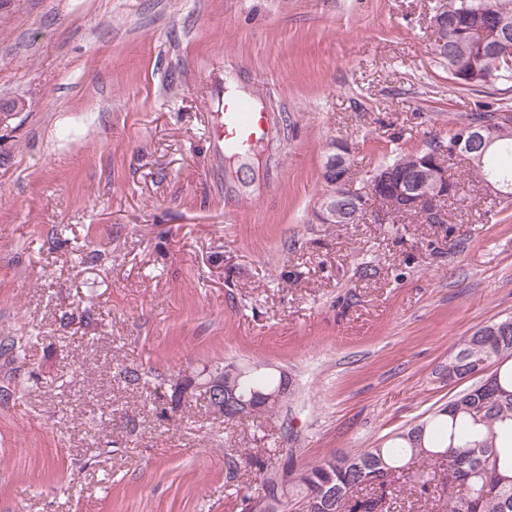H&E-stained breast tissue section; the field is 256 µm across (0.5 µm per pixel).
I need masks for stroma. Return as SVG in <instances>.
I'll return each instance as SVG.
<instances>
[{"instance_id": "stroma-1", "label": "stroma", "mask_w": 512, "mask_h": 512, "mask_svg": "<svg viewBox=\"0 0 512 512\" xmlns=\"http://www.w3.org/2000/svg\"><path fill=\"white\" fill-rule=\"evenodd\" d=\"M439 0H19L0 11V512H242L227 454L299 463L390 441L458 392L457 343L512 316V207L321 224L328 146L356 180L512 106L433 54ZM267 82L278 130L211 168L220 88ZM289 375L224 421L181 378ZM137 369L139 383L124 381ZM244 375L239 380V390L245 393L255 391L261 395H268L280 390L282 387L285 389V395L281 400L274 405H269L259 411V414H269L275 412L281 406L283 400L288 396L292 398L295 394L293 389V381L288 376L284 380V374L279 372L277 376L274 372L267 371L264 364L254 363L251 366L243 367Z\"/></svg>"}]
</instances>
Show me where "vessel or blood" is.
Segmentation results:
<instances>
[{
	"label": "vessel or blood",
	"instance_id": "obj_1",
	"mask_svg": "<svg viewBox=\"0 0 512 512\" xmlns=\"http://www.w3.org/2000/svg\"><path fill=\"white\" fill-rule=\"evenodd\" d=\"M275 132L276 117L261 97L226 95L209 130L212 154L218 160L250 158L259 145L272 141Z\"/></svg>",
	"mask_w": 512,
	"mask_h": 512
}]
</instances>
